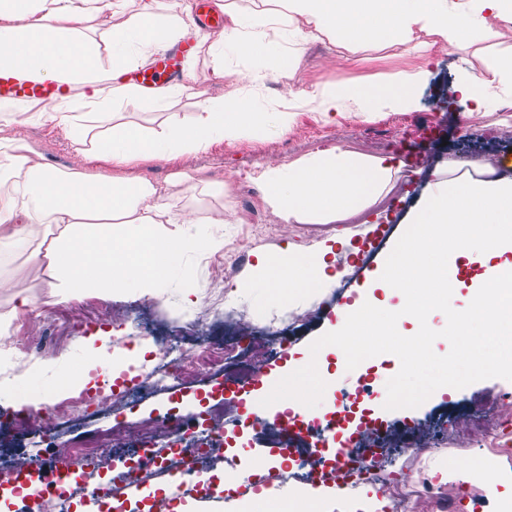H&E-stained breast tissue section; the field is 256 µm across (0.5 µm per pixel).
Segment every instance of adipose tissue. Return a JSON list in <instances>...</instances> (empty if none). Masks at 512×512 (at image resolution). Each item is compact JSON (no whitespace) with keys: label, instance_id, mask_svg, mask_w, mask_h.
I'll list each match as a JSON object with an SVG mask.
<instances>
[{"label":"adipose tissue","instance_id":"1","mask_svg":"<svg viewBox=\"0 0 512 512\" xmlns=\"http://www.w3.org/2000/svg\"><path fill=\"white\" fill-rule=\"evenodd\" d=\"M127 0H0V40L12 49L0 52V71L17 67L36 77L62 82L74 93L61 103L38 107L35 116L64 127L68 138L83 145L90 159L130 165L148 158L185 154L204 148L212 139L231 138L242 129L243 112L235 97L205 100L189 125L172 122L152 130L118 120L123 101L141 111L159 112L181 95L184 84L161 88L142 101L135 86L120 83L126 72L144 65L168 42L188 31L184 17L166 0H143L138 11L126 13ZM248 13L233 10L227 0L216 6L228 18L219 39L197 36L196 51L211 58L214 78L224 76V52L254 60L259 66L281 55L282 39L309 41L328 32L351 42H364L381 31L400 38L414 29L428 31L453 43L469 35L475 23L490 18L512 21V0H260ZM126 13L119 27L108 28L105 42L93 33L105 14ZM109 56L110 67L100 63ZM425 71L397 77L386 90L340 88L314 93V109L329 118L346 101L379 102L391 109L410 106L425 79ZM29 145L21 139L0 143V176L22 171L9 202L0 206V230L11 237L47 240L45 255L68 288L131 290L146 296L161 287L191 243L167 235L164 225L177 218L161 204L156 185L92 178L81 171L61 172L31 162ZM395 173L392 158L369 161L335 148L285 167H272L260 179L267 202L286 220L303 223L314 217L330 219L377 200ZM334 242H321L307 253L294 244L283 249L290 278L314 289L329 287L336 276L329 269ZM270 269L271 279L284 274Z\"/></svg>","mask_w":512,"mask_h":512}]
</instances>
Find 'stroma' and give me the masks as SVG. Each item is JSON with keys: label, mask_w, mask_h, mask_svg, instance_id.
<instances>
[{"label": "stroma", "mask_w": 512, "mask_h": 512, "mask_svg": "<svg viewBox=\"0 0 512 512\" xmlns=\"http://www.w3.org/2000/svg\"><path fill=\"white\" fill-rule=\"evenodd\" d=\"M435 38L414 30L410 39L386 36L350 43L340 37L288 41L281 57L271 64L263 82L250 81L249 59L228 54L223 78H213L209 56L190 57L187 91L164 111L144 113L132 102L121 110L127 118L148 127L168 121L192 123L201 100L234 96L251 110L247 128L231 139H216L197 152L167 159H146L118 166L106 160L84 162L80 150L62 126L31 119L21 102H0V127L8 138L24 139L31 158L59 171L82 165L94 176L108 179L146 178L167 187L166 205L190 223L171 224L170 234L186 240H218L219 248H192L179 259V270L158 295L132 291L105 293L85 288L67 294L48 258L37 255V241L0 237V410L28 416V430L0 426V461L21 459L39 450L46 464L67 455L69 443L98 439L94 472L109 460L129 458L138 448L137 437L163 416L177 413L192 419L217 405L224 411L222 456L215 476L240 471L254 460H278L290 440L277 429L253 427L247 422L246 394H223L228 376L251 378L255 373L300 368L310 359L309 345L337 322L336 310L372 294L383 303L387 292L369 289L372 272L380 268L408 228L421 203L452 181L461 163L479 165L482 177H495L497 161L512 162V83L499 80L497 64L512 55V23L489 21L466 41L433 54ZM426 70L413 107L374 112L346 108L327 121L313 112L306 96L336 86L349 89L387 87L393 78ZM465 71L490 82L495 107L468 111L465 103L438 112L434 103L447 95ZM289 100L294 118L280 131L271 114L281 100ZM332 148L361 158L394 157L399 170L390 190L364 210L330 222L296 224L266 201L258 179L269 166L291 164ZM251 169L244 181L240 173ZM193 175L192 183L177 184L179 173ZM223 223H213L216 213ZM347 234L349 242L336 247V284L320 292L282 279L271 287L256 265L265 254L270 265L285 268L281 249L293 243L307 251L318 242ZM195 288L194 304L184 300L186 288ZM94 313L100 318L89 330L70 326L72 314ZM141 327L177 344L188 371L162 388L133 397L125 412L129 430L126 445L116 447L107 438L113 419L110 410L92 414L54 416L53 405L78 395L92 368L105 364L114 338ZM96 335L88 343V335ZM321 376L334 380L314 408L323 417L336 392L355 391L368 384L383 394L387 381L400 369L399 359L386 353L364 360L362 371L346 368L343 352L326 346L317 362ZM383 431L386 451L369 476L341 486L328 495L324 512H347L349 505L375 494L383 512H393L404 501L408 512H502L501 500L488 495L483 483L471 482L473 500L460 501V480L452 471L464 461H490L504 479L512 477V453H504L488 434L496 430L512 441V381L490 378L465 388L436 390L422 405L406 412L374 408ZM450 470L447 481L434 473Z\"/></svg>", "instance_id": "obj_1"}]
</instances>
